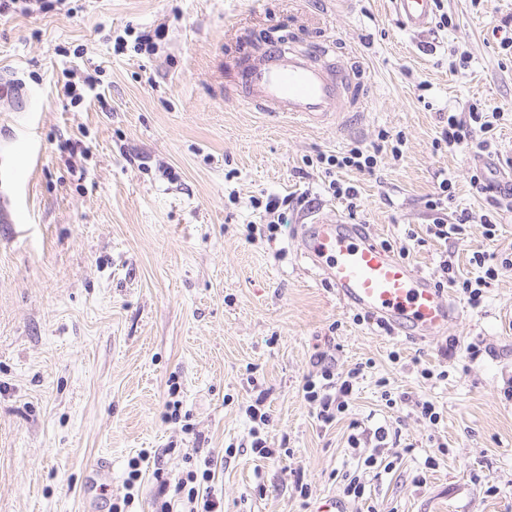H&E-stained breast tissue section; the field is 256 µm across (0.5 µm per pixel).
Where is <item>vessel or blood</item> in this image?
Returning a JSON list of instances; mask_svg holds the SVG:
<instances>
[{
    "mask_svg": "<svg viewBox=\"0 0 512 512\" xmlns=\"http://www.w3.org/2000/svg\"><path fill=\"white\" fill-rule=\"evenodd\" d=\"M405 28H426L433 0H391ZM236 91L270 116L285 115L313 127L339 121L342 111L357 109L364 87L343 61L314 59L278 43L248 57ZM297 251L305 263L334 289L347 307L364 312L409 336L440 335L454 315L442 289L390 248L366 225L321 216L301 225Z\"/></svg>",
    "mask_w": 512,
    "mask_h": 512,
    "instance_id": "vessel-or-blood-1",
    "label": "vessel or blood"
}]
</instances>
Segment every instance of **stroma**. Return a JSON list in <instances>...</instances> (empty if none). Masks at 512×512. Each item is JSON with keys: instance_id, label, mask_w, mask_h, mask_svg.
<instances>
[{"instance_id": "stroma-1", "label": "stroma", "mask_w": 512, "mask_h": 512, "mask_svg": "<svg viewBox=\"0 0 512 512\" xmlns=\"http://www.w3.org/2000/svg\"><path fill=\"white\" fill-rule=\"evenodd\" d=\"M443 6L452 26L420 35L389 0H66L0 17V154L16 178L13 219H0V512H108L144 451L156 465L143 469L132 512H155V468L185 475L194 448L213 456L223 512H315L357 465L355 422L401 433L393 470L366 482L374 512H512V269L479 309L452 293L455 321L421 340L355 323L295 247L299 225L337 214L382 243L418 234L408 261L434 280L441 260L475 277L472 252L512 253V208L470 184L475 170H512V57L500 47L512 37V0ZM159 26L155 54L116 50L128 31ZM267 32L355 63L368 85L355 126L271 118L228 94L227 61L244 45L259 52ZM69 66L98 70L100 99L70 105ZM474 107L500 115L491 150L434 152L447 114ZM383 130L403 134L401 154L382 146ZM354 144L377 149L378 167L342 173L359 190L352 212L307 161ZM443 174L449 218L469 214L446 244L426 232L425 201ZM274 197L296 205L275 239L247 240ZM318 349L337 372L363 367L329 427L302 396ZM261 389L268 441L289 450L280 458L251 450L245 407ZM386 389L407 401L387 407ZM172 398L176 424L165 418ZM419 400L437 406V426L421 419ZM101 458L108 488L92 474Z\"/></svg>"}]
</instances>
